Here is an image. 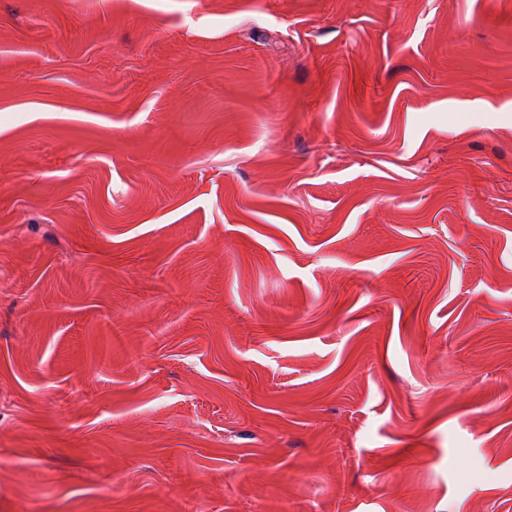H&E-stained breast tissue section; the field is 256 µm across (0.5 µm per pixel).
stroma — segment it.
I'll return each mask as SVG.
<instances>
[{"label": "stroma", "instance_id": "obj_1", "mask_svg": "<svg viewBox=\"0 0 512 512\" xmlns=\"http://www.w3.org/2000/svg\"><path fill=\"white\" fill-rule=\"evenodd\" d=\"M0 512H512V0H0Z\"/></svg>", "mask_w": 512, "mask_h": 512}]
</instances>
